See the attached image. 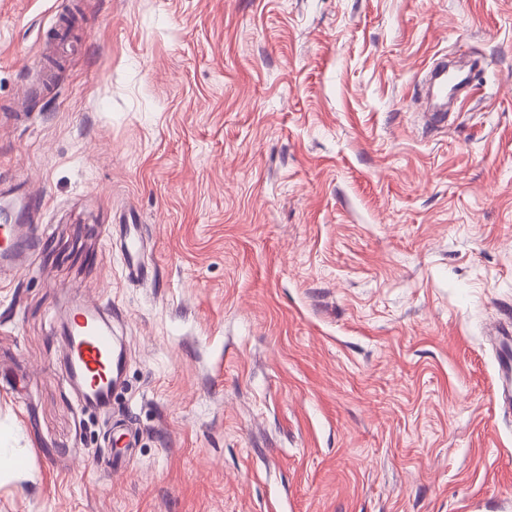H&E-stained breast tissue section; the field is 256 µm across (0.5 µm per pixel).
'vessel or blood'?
<instances>
[{"instance_id":"obj_1","label":"vessel or blood","mask_w":512,"mask_h":512,"mask_svg":"<svg viewBox=\"0 0 512 512\" xmlns=\"http://www.w3.org/2000/svg\"><path fill=\"white\" fill-rule=\"evenodd\" d=\"M430 81L438 108L435 122L448 120V65L437 64L430 72ZM18 205L0 209V269L23 270L34 246V237L20 210L27 207L26 194H19ZM143 242L137 224L121 227V252L130 275L144 273ZM63 348L62 366L71 386L86 407L99 412L112 408V393L123 372L124 358L117 350L112 334V320L105 310L85 301L75 302L60 325ZM501 355L498 361L501 392L512 404V327L500 333Z\"/></svg>"}]
</instances>
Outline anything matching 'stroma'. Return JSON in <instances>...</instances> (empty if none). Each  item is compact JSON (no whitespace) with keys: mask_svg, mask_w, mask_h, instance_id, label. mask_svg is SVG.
I'll use <instances>...</instances> for the list:
<instances>
[{"mask_svg":"<svg viewBox=\"0 0 512 512\" xmlns=\"http://www.w3.org/2000/svg\"><path fill=\"white\" fill-rule=\"evenodd\" d=\"M453 56L472 91L425 127ZM19 180L44 202L0 273V512H512L487 332L512 319V0H0ZM80 298L126 359L121 473L60 366ZM430 81L434 92V99L439 110L431 112L436 123L448 122L447 112V86H448V64L441 62L430 71ZM435 90V91H434ZM121 252L127 264L129 274L140 277L144 274L142 258L143 242L139 233V224H121Z\"/></svg>","mask_w":512,"mask_h":512,"instance_id":"obj_1","label":"stroma"}]
</instances>
